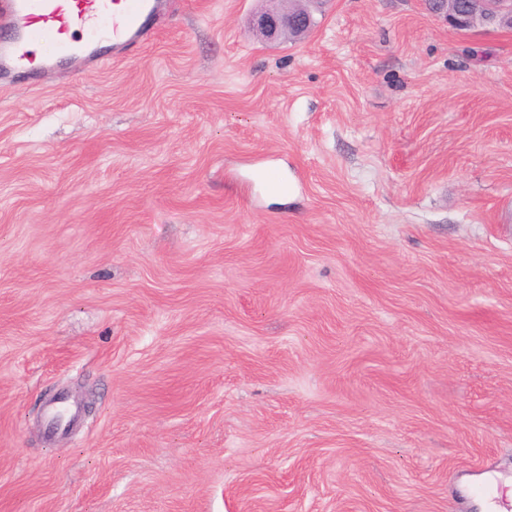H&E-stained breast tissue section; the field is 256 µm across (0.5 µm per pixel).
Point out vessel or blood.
I'll use <instances>...</instances> for the list:
<instances>
[{
	"mask_svg": "<svg viewBox=\"0 0 512 512\" xmlns=\"http://www.w3.org/2000/svg\"><path fill=\"white\" fill-rule=\"evenodd\" d=\"M156 0H0V74L44 70L93 56L101 42L122 53L143 39Z\"/></svg>",
	"mask_w": 512,
	"mask_h": 512,
	"instance_id": "vessel-or-blood-1",
	"label": "vessel or blood"
}]
</instances>
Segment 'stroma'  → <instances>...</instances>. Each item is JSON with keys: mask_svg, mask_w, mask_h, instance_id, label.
Wrapping results in <instances>:
<instances>
[{"mask_svg": "<svg viewBox=\"0 0 512 512\" xmlns=\"http://www.w3.org/2000/svg\"><path fill=\"white\" fill-rule=\"evenodd\" d=\"M169 5L0 78V512H481L512 484V29L325 0L266 43L257 0ZM61 392L92 411L50 441Z\"/></svg>", "mask_w": 512, "mask_h": 512, "instance_id": "1", "label": "stroma"}]
</instances>
